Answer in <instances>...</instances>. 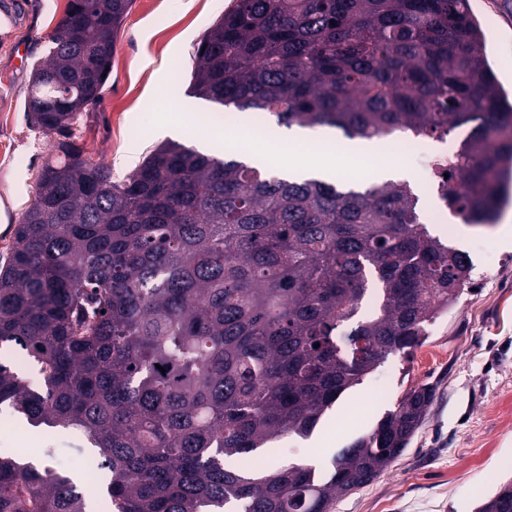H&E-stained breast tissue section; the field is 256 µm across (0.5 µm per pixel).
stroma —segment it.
Returning a JSON list of instances; mask_svg holds the SVG:
<instances>
[{
    "label": "stroma",
    "mask_w": 512,
    "mask_h": 512,
    "mask_svg": "<svg viewBox=\"0 0 512 512\" xmlns=\"http://www.w3.org/2000/svg\"><path fill=\"white\" fill-rule=\"evenodd\" d=\"M69 0H0V225L18 223L35 198L38 172L59 135L29 123L25 103L34 62L48 53V36ZM228 0H134L115 38L112 73L99 104L75 126L85 158L113 178L132 172L160 144L163 120L184 121L183 144L218 132L221 110L191 91L199 41ZM486 34L488 59L512 91V0H470ZM452 233L428 230L469 255L472 280L456 304L427 329L411 355L393 354L347 390L310 437L270 443V465L295 463L326 472L341 448L369 434L411 389L429 386L434 398L408 448L369 484L337 500L333 512H475L482 499L512 481V205L490 226L449 217ZM23 441L44 466L66 469L86 493L97 470L84 436L30 425L0 405V448Z\"/></svg>",
    "instance_id": "obj_1"
}]
</instances>
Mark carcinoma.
Segmentation results:
<instances>
[{
    "instance_id": "carcinoma-1",
    "label": "carcinoma",
    "mask_w": 512,
    "mask_h": 512,
    "mask_svg": "<svg viewBox=\"0 0 512 512\" xmlns=\"http://www.w3.org/2000/svg\"><path fill=\"white\" fill-rule=\"evenodd\" d=\"M133 2L69 0L33 66L31 121L66 140L0 264V344L26 351L40 385L0 360V404L81 431L114 512H332L408 447L429 387L323 477L229 462L308 435L387 356L420 346L472 263L429 233L405 182L294 181L175 143L120 180L85 159L68 138ZM195 59V95L280 125L363 140L469 128L435 177L460 220H497L512 100L469 0H232ZM89 506L69 474L0 456V512ZM478 512H512V483Z\"/></svg>"
}]
</instances>
